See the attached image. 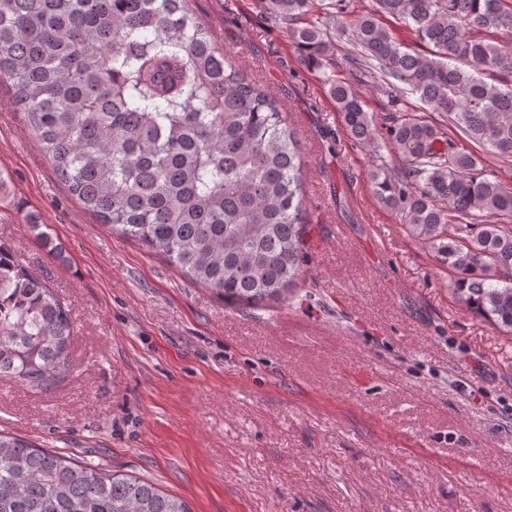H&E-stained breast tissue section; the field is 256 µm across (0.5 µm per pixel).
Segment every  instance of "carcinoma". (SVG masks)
<instances>
[{
    "label": "carcinoma",
    "instance_id": "obj_1",
    "mask_svg": "<svg viewBox=\"0 0 512 512\" xmlns=\"http://www.w3.org/2000/svg\"><path fill=\"white\" fill-rule=\"evenodd\" d=\"M345 132L390 162L367 171L455 302L512 335V0H260ZM390 16L423 49L387 27ZM350 48L336 60V38ZM377 81L383 122L336 68ZM0 79L70 193L120 236L246 307L301 273L306 161L284 105L218 46L191 0H0ZM415 97L424 112L412 108ZM436 113L447 123L428 119ZM70 313L0 240V377L39 390L71 370ZM0 512H191L154 483L0 433Z\"/></svg>",
    "mask_w": 512,
    "mask_h": 512
}]
</instances>
